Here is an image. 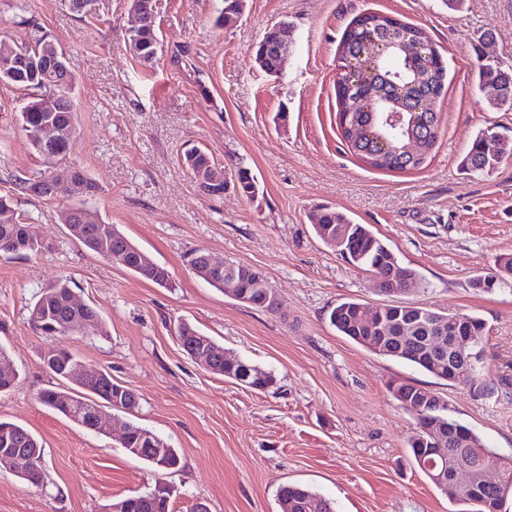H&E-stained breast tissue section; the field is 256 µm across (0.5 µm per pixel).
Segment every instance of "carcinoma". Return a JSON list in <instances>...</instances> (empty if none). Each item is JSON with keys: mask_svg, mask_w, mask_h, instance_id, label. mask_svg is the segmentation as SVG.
Wrapping results in <instances>:
<instances>
[{"mask_svg": "<svg viewBox=\"0 0 512 512\" xmlns=\"http://www.w3.org/2000/svg\"><path fill=\"white\" fill-rule=\"evenodd\" d=\"M130 8L140 9L146 14V23L139 28L132 26L126 30L125 43L129 52L141 62L149 64L155 60L160 50V40L156 27L157 0H130ZM361 49L360 34L356 28L344 31L338 51L354 54ZM61 48L57 42L39 26H34V35L27 44L11 46L0 43V58L9 55L13 66L0 68V83L16 85L26 91H49L60 98L61 104L54 113L53 120L62 129L59 137L52 141L41 138V130L46 119L42 109V100L30 95L20 112L22 130L30 140L33 148L43 157L45 163L68 151L74 133L73 91L75 77L69 60H63L62 70L50 68L47 61L55 56ZM432 91L429 100V112L425 113L423 124L418 133L425 137L424 149L416 160L394 168L388 160L375 159L367 165L377 170L400 171L420 167L432 148L437 134H428L427 125L434 119L437 106L444 95L447 79V66L431 59ZM379 70L392 79L407 80L411 73L407 69V57L396 52L388 54L380 61ZM476 77L479 82H494L500 93L491 102L496 108L502 104L512 105V65L503 67L497 64L480 63L477 65ZM336 105L338 128L347 148L356 156L359 150L373 149L370 142L363 143L351 139L349 126L357 122L361 125L369 123V112L355 101L346 97L343 88L336 89ZM512 155V140L499 137L488 130L479 131L472 147L461 161L463 170L470 174H489L493 172L502 159ZM182 165L190 176L197 180L199 176H208L214 168L209 153L200 148L185 151ZM236 177L239 190L246 196L255 194L256 183L247 168L238 166ZM15 188L10 194H0V252L28 256L40 254L49 249L45 244L35 249L28 242L21 214L15 207V195L32 194L35 186H42L39 196L57 199L66 196V187L53 180V172L45 169L37 176H17L13 179ZM342 226L347 231L346 241L340 246V254L349 263L370 271L374 274L388 276L392 266H397L394 277L393 293H404L419 282V274L413 268L404 266L393 250L365 224H358L346 213L334 208L324 207L317 210L313 217V228L318 239L326 246H332L326 236L328 227ZM79 242L94 254L110 261L112 256L121 255L119 266L127 269L138 277L159 287L169 282L168 270L144 258L141 249L132 243L114 224H89L84 237ZM188 263L194 273L210 285L224 282L226 273L220 274L205 270L203 259L199 253L193 252ZM245 274L240 276L241 288L237 292L243 294L252 307L271 310L270 284L258 270L249 266H241ZM71 290L70 280L61 278L42 288L36 301L30 307V323L34 329L45 336L60 340L67 338L71 331L69 323L79 322L90 326L93 332L103 331L102 317L97 309L87 306L83 311H75L66 303ZM362 303L356 300H345L338 303L329 314V322L336 331L351 339L368 351L382 357L405 362L427 372L439 379L448 380V368L469 370L468 377L478 387L490 394L495 393L494 383L486 380L483 373V342L487 335L486 323L482 318L468 313L457 312L453 315L435 311L426 306L384 304L381 306L380 321L372 328L357 324L356 315ZM458 318L456 332L470 337V343L464 347L448 349L443 362H438L429 349V337L438 336L437 324L448 321V317ZM178 337L183 340L185 351L207 343L211 347L217 343L209 336L200 333L197 328L187 322L178 326ZM77 362L76 357L66 348L62 349L61 357L48 364L54 375L68 379L69 367ZM209 373L221 375L242 383L248 387L264 390L274 383L273 376L238 356L227 353L206 360ZM388 390L398 405L405 409L414 405L418 397V386L412 383L393 381ZM38 401L58 415L84 426L88 411L104 412L112 410L130 413L139 405L138 397L128 388L114 382L112 376L102 371L95 382L78 383V388L46 389L38 395ZM416 421V431L426 435L427 431L438 426L448 429V444L444 448L448 463H456L475 473L487 464H498L502 471L500 481L494 485H485L472 478L466 486L457 485L451 471L440 475L442 464L437 468L428 467V457L424 447L417 441V435L408 440L409 455L429 481L454 503L463 506L459 512H500L507 499L512 498V456L501 455L486 447L481 438L466 424L456 419L448 408V402L439 396H432V401L423 405L421 411H409ZM128 435L122 447L132 456L142 460L156 470L161 467L156 463V448H162V455L172 468L179 467L181 459L178 451L151 430L136 421L127 422ZM7 450L21 454H37L35 465L29 469L22 480L39 486L43 482L44 449L40 441L26 428L11 425ZM278 499L283 512H335L334 503L303 485H284L280 487ZM126 512H171L168 493L160 491L140 494L122 499Z\"/></svg>", "mask_w": 512, "mask_h": 512, "instance_id": "1", "label": "carcinoma"}]
</instances>
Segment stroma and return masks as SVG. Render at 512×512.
I'll return each instance as SVG.
<instances>
[{"label":"stroma","instance_id":"1","mask_svg":"<svg viewBox=\"0 0 512 512\" xmlns=\"http://www.w3.org/2000/svg\"><path fill=\"white\" fill-rule=\"evenodd\" d=\"M221 0H159L163 51L142 64L125 46L129 0H98L96 18L65 0H0V39L29 42L30 20L59 43L76 78L75 139L54 171L81 167L98 185L58 200L25 195L18 210L50 252L0 254V348L19 382L0 393V421L42 443L45 484L0 471V512H102L112 501L166 486L172 512H281L277 492L303 484L337 512H455L407 455L414 419L388 385L411 382L447 401L487 447L512 455V399L447 382L377 356L340 335L330 310L356 299L373 308L416 304L473 313L487 326L484 365L512 381V281L474 287L512 254V157L494 173L460 170L475 133L512 138V107L493 108L473 78L477 54L512 63V0H246L215 26ZM380 12L425 29L448 67L438 141L407 171L368 168L337 128L336 51L356 17ZM285 22L291 52L280 77L254 62L265 30ZM24 91L0 84V191L9 175H36L44 160L18 122ZM286 120H276V113ZM206 150L226 177L247 167L258 192L203 195L182 168ZM86 202L117 225L171 284L162 288L88 251L58 219ZM328 205L369 225L420 276L417 290L385 295L371 272L345 262L315 235ZM253 267L279 306L240 303L196 277L188 253ZM70 278L78 300L99 310L104 332L65 341L33 330L41 287ZM193 323L225 350L272 374L264 391L203 370L176 337ZM139 397L135 421L171 447L181 466L157 472L130 456L115 431L98 434L44 408L56 379L45 364L58 344Z\"/></svg>","mask_w":512,"mask_h":512}]
</instances>
